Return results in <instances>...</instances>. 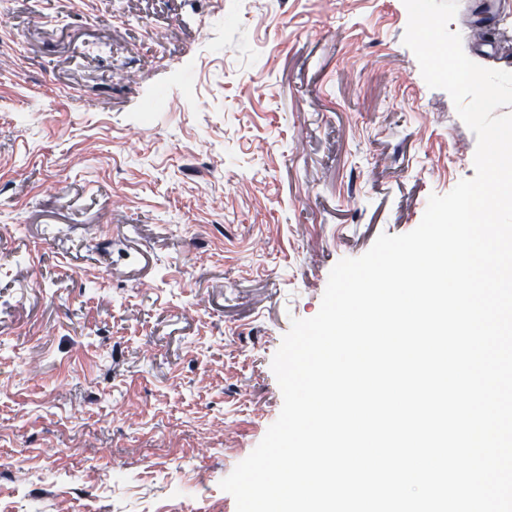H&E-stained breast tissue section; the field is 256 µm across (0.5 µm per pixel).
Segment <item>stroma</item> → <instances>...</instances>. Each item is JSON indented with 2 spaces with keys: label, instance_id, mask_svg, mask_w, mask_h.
<instances>
[{
  "label": "stroma",
  "instance_id": "35a3bbf8",
  "mask_svg": "<svg viewBox=\"0 0 512 512\" xmlns=\"http://www.w3.org/2000/svg\"><path fill=\"white\" fill-rule=\"evenodd\" d=\"M0 512H236L341 259L474 177L403 0H0ZM512 65V0H461ZM160 98L164 108L144 119Z\"/></svg>",
  "mask_w": 512,
  "mask_h": 512
}]
</instances>
